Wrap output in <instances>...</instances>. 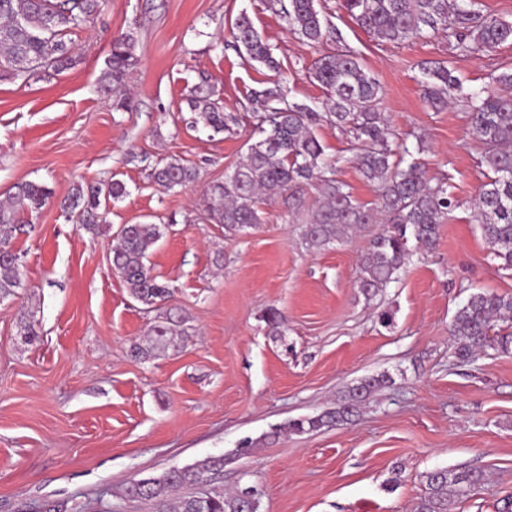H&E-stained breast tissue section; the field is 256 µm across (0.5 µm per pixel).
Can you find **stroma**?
<instances>
[{
    "label": "stroma",
    "mask_w": 512,
    "mask_h": 512,
    "mask_svg": "<svg viewBox=\"0 0 512 512\" xmlns=\"http://www.w3.org/2000/svg\"><path fill=\"white\" fill-rule=\"evenodd\" d=\"M340 2L318 0L330 29L312 45L270 0H105L95 24L71 36V69L0 79V200L23 182L51 193L21 216L13 248L23 286L0 300V512H41L50 501L70 512H156L154 501L124 497L129 481L219 455L228 462L208 490L255 488L258 512H412L426 473L464 465L483 469L487 482L459 512H503L512 501V352L490 348L463 362L450 334L472 293L512 297V268L490 252L472 209L489 171L466 99L492 71L512 69V42L465 53L442 33L381 41ZM243 14L280 70L235 45L231 28ZM128 31L138 61L127 111L100 77L113 39ZM337 50L352 51L379 81L396 141L419 150L430 183H447L456 203L435 249L414 253L369 300L354 281L383 227L309 248L303 233L322 203L318 186L305 188L298 210L288 192L268 196L260 224L241 234L206 212L208 185L254 141L255 93L278 85L291 100L325 102L309 73ZM437 63L460 82L439 112L422 90L425 68ZM204 75L237 118L228 131L193 122L188 100ZM315 133L354 197L374 206L351 133L329 123ZM174 159L198 170L195 184L168 191L150 178ZM114 179L127 194L106 202L95 229L61 210L77 186ZM141 223L164 227L148 265L173 296L157 308L134 300L112 268L121 227ZM272 308L284 318L277 333L266 322ZM167 310L186 319L189 335L135 358L132 345L146 343ZM385 310L392 325L379 321ZM26 321L38 333L31 343L19 335ZM382 374L391 385L349 423L286 432ZM246 440L251 452L238 455Z\"/></svg>",
    "instance_id": "35a3bbf8"
}]
</instances>
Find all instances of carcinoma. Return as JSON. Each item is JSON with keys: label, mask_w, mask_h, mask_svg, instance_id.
I'll use <instances>...</instances> for the list:
<instances>
[{"label": "carcinoma", "mask_w": 512, "mask_h": 512, "mask_svg": "<svg viewBox=\"0 0 512 512\" xmlns=\"http://www.w3.org/2000/svg\"><path fill=\"white\" fill-rule=\"evenodd\" d=\"M280 14L299 38L316 43L323 40L328 21L316 0H278ZM103 0H0V74L28 81L36 74H58L73 64L69 34L94 23ZM341 7L356 24L380 40L404 42L440 30L455 37L465 52H482L512 41V23L483 14L475 0H341ZM234 42L248 57L269 68L278 62L251 20L240 16L232 30ZM136 39L126 33L113 40L112 52L102 73L103 88L122 91L129 71L135 66ZM310 77L328 92L323 111L288 99L280 87L255 93L264 112L255 133L259 138L224 180L212 183L207 195L212 200L208 218L236 233L261 223L262 193L293 191L295 208L303 203L301 191L318 185L323 205L306 224L304 239L320 248L344 238L351 229L389 217L390 227L377 234L361 256L356 288L370 298L397 278L415 247L431 250L439 224L448 217L453 202L448 187L430 185L426 171L408 148L393 143V133L378 111L380 84L366 72L358 58L337 51L318 59ZM457 79L445 66L427 73L424 97L439 111L448 107ZM208 78L201 77L191 110L205 127L215 133L229 129L235 116L211 99ZM470 134L486 146L484 163L492 173L475 201L477 221L495 257L512 267V72L491 73L488 84L467 94ZM347 127L352 133L351 150L356 168L377 193V207L369 208L354 199L348 184L336 178L338 161L326 158L324 146L314 133L323 122ZM152 177L169 190L184 188L196 171L178 160L153 169ZM126 194L125 184L113 180L106 189L78 187L64 201L63 209L77 213L88 228L103 222L101 198L116 201ZM45 186L25 183L9 200L0 204V299L13 296L21 287L20 257L10 241L21 230L19 215L39 211L49 199ZM162 233L157 224H126L112 251V266L126 283L132 298L147 306L167 301L173 291L160 282L147 266V259ZM512 322V298L493 293L472 294L452 321L450 334L457 340V356L470 362L479 352L499 345L504 351L512 339L489 335L496 322ZM188 333L186 321L165 317L151 328L152 344H135V356L147 360L176 336ZM386 376L368 377L348 388L336 407L321 414L288 422L295 433L341 425L358 413L361 405L387 384ZM222 456L208 457L192 465L173 468L159 478L132 480L124 488L129 498L155 501L160 512H258L259 505L242 493H198L175 497L182 487L203 485L224 470ZM486 482V473L476 468L439 469L425 475V490L413 512H455L462 499Z\"/></svg>", "instance_id": "obj_1"}]
</instances>
